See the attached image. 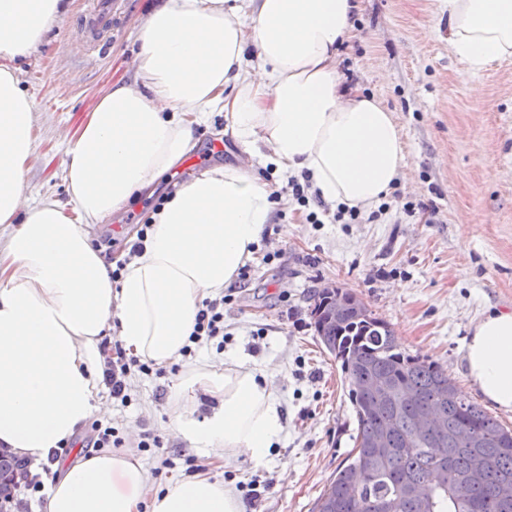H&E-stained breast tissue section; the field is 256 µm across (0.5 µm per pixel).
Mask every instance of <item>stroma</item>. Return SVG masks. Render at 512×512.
<instances>
[{"label":"stroma","mask_w":512,"mask_h":512,"mask_svg":"<svg viewBox=\"0 0 512 512\" xmlns=\"http://www.w3.org/2000/svg\"><path fill=\"white\" fill-rule=\"evenodd\" d=\"M69 11L40 50L21 64V85L35 105L37 155L27 175L29 199H65L64 132L75 131L113 79L132 77L138 27L149 0H117L112 54L83 59L84 16ZM360 16L341 60L349 85L379 97L394 113L406 155L388 210L357 224H307L296 204L267 225L247 266L250 278L224 305V346L205 343L194 361L223 367L232 354L267 366L284 425L260 466L239 460L210 468L232 489L258 484L248 512H313L324 486L354 446L357 423L339 364L317 341L315 291L335 282L355 293L395 332L403 351L438 362L467 400L482 403L461 358L474 324L488 311H512V60L473 71L448 48V16L439 0H360ZM222 114L195 131L183 177L212 165L254 163L224 133ZM224 150L209 154L212 140ZM413 210H404V202ZM180 361L164 377L132 376V403L113 405L112 424L163 435L173 467L135 453L151 481L185 474L196 451L169 437L171 388Z\"/></svg>","instance_id":"35a3bbf8"}]
</instances>
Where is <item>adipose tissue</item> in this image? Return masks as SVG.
<instances>
[{"label":"adipose tissue","instance_id":"adipose-tissue-1","mask_svg":"<svg viewBox=\"0 0 512 512\" xmlns=\"http://www.w3.org/2000/svg\"><path fill=\"white\" fill-rule=\"evenodd\" d=\"M448 46L468 68L512 58V0H443ZM359 0H156L144 14L132 80L99 96L63 161L67 201L29 202L34 103L20 64L62 20L66 0H0V447L44 459L95 414L104 336L159 367L179 362L203 300L252 259L274 202L248 169L217 164L181 183L150 216L143 250L120 280L90 230L139 201L193 147L194 127L223 113L247 152L268 150L284 173H308L332 204L363 211L405 165L393 113L343 84L341 50ZM465 369L485 401L512 411V311L474 326ZM217 397L208 415L198 392ZM171 427L210 462L264 464L282 435L267 372L230 358L184 371L172 385ZM45 512H247L224 482L200 473L151 488L128 452L65 467Z\"/></svg>","mask_w":512,"mask_h":512}]
</instances>
